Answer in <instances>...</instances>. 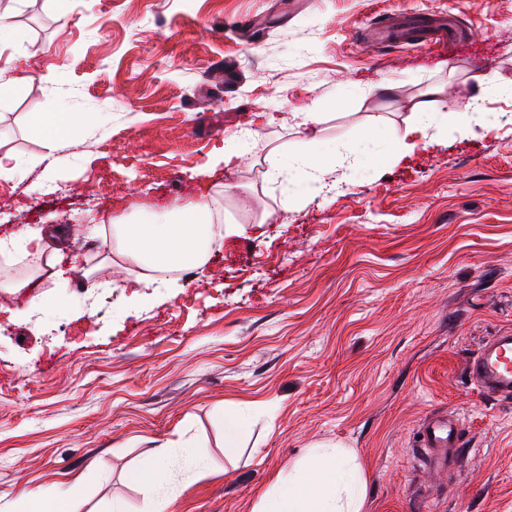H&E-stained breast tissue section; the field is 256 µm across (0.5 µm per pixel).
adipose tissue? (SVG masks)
<instances>
[{
  "instance_id": "obj_1",
  "label": "adipose tissue",
  "mask_w": 512,
  "mask_h": 512,
  "mask_svg": "<svg viewBox=\"0 0 512 512\" xmlns=\"http://www.w3.org/2000/svg\"><path fill=\"white\" fill-rule=\"evenodd\" d=\"M32 124L53 150L72 141L83 120L70 112H37ZM359 159L357 151L342 144L327 161L299 154L288 166L268 169L266 177L274 182L292 177L320 193L328 170L353 168ZM215 222V210L206 199L173 206L161 215L147 214L138 223L124 215L113 221L117 254L139 268L140 284L149 288L155 283L154 272L203 265L216 239ZM94 474L88 468L70 484L23 490L26 512H78L83 487ZM365 495L361 466L353 453L337 447L316 448L275 477L256 512H363Z\"/></svg>"
}]
</instances>
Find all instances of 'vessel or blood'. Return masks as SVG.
I'll return each mask as SVG.
<instances>
[{
    "mask_svg": "<svg viewBox=\"0 0 512 512\" xmlns=\"http://www.w3.org/2000/svg\"><path fill=\"white\" fill-rule=\"evenodd\" d=\"M471 383L482 393L503 399L512 397V333L493 336L471 358ZM418 443L438 461L448 462L465 444L464 428L457 416L427 418Z\"/></svg>",
    "mask_w": 512,
    "mask_h": 512,
    "instance_id": "obj_1",
    "label": "vessel or blood"
}]
</instances>
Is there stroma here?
Wrapping results in <instances>:
<instances>
[{"mask_svg": "<svg viewBox=\"0 0 512 512\" xmlns=\"http://www.w3.org/2000/svg\"><path fill=\"white\" fill-rule=\"evenodd\" d=\"M17 37L0 68L30 92L0 93V238L50 224L67 284L36 286L54 329L8 321L29 293L0 290V512L26 488L94 467L79 512H255L276 474L318 444L357 457L364 512H512V399L486 397L466 366L512 332V0H0ZM448 25V42L364 49L403 11ZM425 146L386 158L432 86ZM36 112H73L75 140L48 151ZM275 116V124L258 113ZM320 112L315 140L296 115ZM249 154L197 171L234 130ZM347 142L361 162L331 193L254 185L298 152L323 161ZM56 160L59 200L35 192ZM235 185L225 193V185ZM210 196L242 231L200 267L143 289L139 272L90 251L88 225L139 205ZM297 197V204L286 201ZM269 223L256 226L262 213ZM99 270L87 301L83 274ZM248 420L224 453V413ZM454 413L468 444L428 465L425 419ZM170 449L161 484L130 478L145 449Z\"/></svg>", "mask_w": 512, "mask_h": 512, "instance_id": "obj_1", "label": "stroma"}]
</instances>
